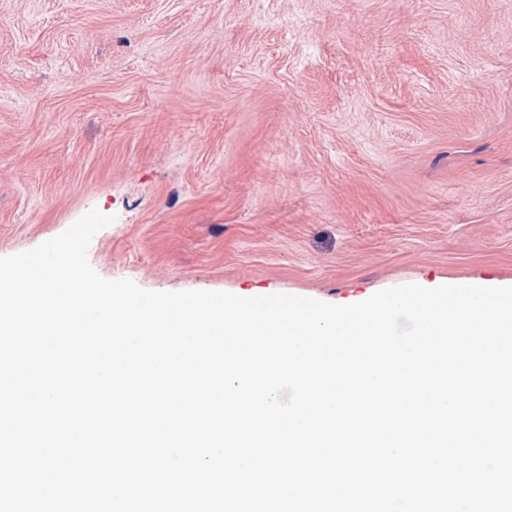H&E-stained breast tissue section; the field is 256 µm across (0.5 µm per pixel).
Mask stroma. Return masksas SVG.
Masks as SVG:
<instances>
[{
  "label": "stroma",
  "instance_id": "1",
  "mask_svg": "<svg viewBox=\"0 0 512 512\" xmlns=\"http://www.w3.org/2000/svg\"><path fill=\"white\" fill-rule=\"evenodd\" d=\"M150 291L512 286V0H0V257Z\"/></svg>",
  "mask_w": 512,
  "mask_h": 512
}]
</instances>
